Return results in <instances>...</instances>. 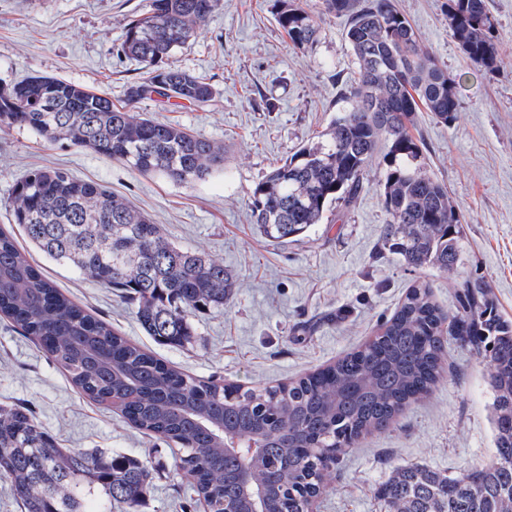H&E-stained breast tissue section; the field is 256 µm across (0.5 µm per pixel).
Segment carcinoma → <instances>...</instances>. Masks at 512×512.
I'll use <instances>...</instances> for the list:
<instances>
[{"label":"carcinoma","mask_w":512,"mask_h":512,"mask_svg":"<svg viewBox=\"0 0 512 512\" xmlns=\"http://www.w3.org/2000/svg\"><path fill=\"white\" fill-rule=\"evenodd\" d=\"M278 2L276 21L293 45L320 40L314 12L297 0ZM221 5L151 0L127 25L124 51L147 70L128 88V103L212 100L209 83L170 59ZM319 8L346 19L356 78L324 138L300 147L251 189L252 223L271 241L301 236L330 204L354 203L374 169L388 216V250L413 268L455 269L465 255L460 211L448 187L425 170V145L410 133L423 109L439 122L455 120V80L395 0H319ZM447 17L448 33L469 62L499 70L487 0H448ZM0 127L27 129L177 183L224 168V147L214 141L45 75L0 88ZM383 140L388 148L379 158ZM11 207L14 223L40 251L118 291L159 344H192L190 314L221 309L232 298L235 282L224 265L176 247L159 225L98 183L57 168L33 169L14 185ZM0 314L37 342L79 391L144 434L175 444L192 491L214 512H252L239 481L244 468L265 492L262 512H306L340 456L431 392L445 372L448 347L470 348L489 371L492 461L459 474L398 465L377 496L387 512H512V319L479 277L460 284L452 314L433 300L430 284L411 286L359 349L321 371L260 389L169 367L62 294L2 231ZM228 435L258 444L260 454L226 452ZM0 476L24 512H87L86 502L97 497L139 512L152 483L137 458L61 447L22 406L0 407Z\"/></svg>","instance_id":"1"}]
</instances>
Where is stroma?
<instances>
[{
  "mask_svg": "<svg viewBox=\"0 0 512 512\" xmlns=\"http://www.w3.org/2000/svg\"><path fill=\"white\" fill-rule=\"evenodd\" d=\"M423 44L458 84L461 110L442 124L418 113L426 170L446 184L462 214L466 259L452 272L412 269L384 249L387 215L376 188L336 203L294 241L271 242L250 218V190L323 132L342 108L354 65L345 20L320 17V41L293 46L274 20L276 0H224L174 56L214 92L204 106L144 101L139 112L223 143L224 167L190 185L145 175L87 149L52 145L32 132L0 130V230L73 301L131 342L198 379L274 386L325 367L378 329L409 287L429 282L444 310L456 286L484 278L512 317V0H488L504 64L471 65L448 34V0H396ZM150 0H0V87L54 76L126 103L144 70L123 49L127 24ZM60 168L127 198L177 247L223 264L237 288L223 309L193 314L198 339L162 345L111 288L47 258L12 221L14 183ZM450 372L386 430L344 455L314 512H385L376 489L392 467L425 464L459 473L494 454L491 390L482 359L452 347ZM23 406L62 447L107 448L155 472L141 512H203L191 499L168 442L130 426L79 393L33 340L0 319V406Z\"/></svg>",
  "mask_w": 512,
  "mask_h": 512,
  "instance_id": "stroma-1",
  "label": "stroma"
}]
</instances>
